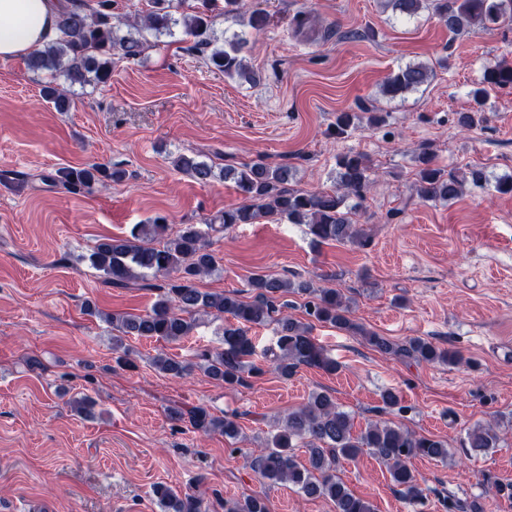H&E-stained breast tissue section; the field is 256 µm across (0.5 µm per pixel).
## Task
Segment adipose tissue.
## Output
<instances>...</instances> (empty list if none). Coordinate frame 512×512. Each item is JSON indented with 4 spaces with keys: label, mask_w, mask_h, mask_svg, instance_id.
<instances>
[{
    "label": "adipose tissue",
    "mask_w": 512,
    "mask_h": 512,
    "mask_svg": "<svg viewBox=\"0 0 512 512\" xmlns=\"http://www.w3.org/2000/svg\"><path fill=\"white\" fill-rule=\"evenodd\" d=\"M59 0H0V60L27 53L55 34Z\"/></svg>",
    "instance_id": "adipose-tissue-1"
}]
</instances>
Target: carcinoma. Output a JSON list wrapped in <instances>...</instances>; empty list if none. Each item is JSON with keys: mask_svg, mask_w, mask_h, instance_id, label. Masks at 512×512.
<instances>
[{"mask_svg": "<svg viewBox=\"0 0 512 512\" xmlns=\"http://www.w3.org/2000/svg\"><path fill=\"white\" fill-rule=\"evenodd\" d=\"M393 10L411 18L428 7V0H385ZM149 9L139 21L115 12V0H94L88 8L80 0H59L56 16L57 39L34 49L28 66L50 74L52 81L43 86L42 96L58 112L73 106L72 89L102 85L110 81L112 68L120 60L135 61L144 49L147 35L172 36L175 29L193 39V47L207 51V65L229 78L246 82L256 80L243 51L248 40L234 34L219 38L213 19L240 16V0H148ZM438 16L456 34L467 27L491 31L512 23V0H454L450 6H436ZM127 33L119 35L122 28ZM432 68L426 64H409L385 84V92L395 96L417 89L428 82ZM63 83H57V79ZM512 88V65L491 64L484 68L478 86L471 92L473 110L458 113L457 123L471 127L481 120L485 97L490 89ZM358 116L352 112L336 115L333 132L342 136L355 126ZM417 194L425 201H452L460 197L467 185L479 187L486 182L484 172L471 168L462 174L447 173L433 164L430 154L416 157ZM175 168L194 181L206 184L216 177L215 166L198 154H179ZM337 180L330 189L299 192L288 188L290 170L286 166L243 164L222 169L224 179L232 180L245 202L224 211L220 228L237 224H255L261 219L304 224L317 242L362 243L364 232L351 217L345 203L348 198L364 199L372 186V168L367 156L359 152L344 153L336 158ZM124 172L101 164L82 168H62L51 178L72 193L91 191L95 185L122 180ZM88 260L102 272L106 284L127 288L148 277L162 279L156 285L158 299L145 314H106L104 318L118 330L112 337L114 348L123 345V337H156L177 342L190 335L194 315H228L224 324V346L201 352L207 374L226 386L244 382L243 374L258 376L263 368L252 364L253 339L249 331L276 321L278 352L274 353V371L282 378L291 377L300 366L315 367L327 373L338 370L336 361L310 336L311 325L283 313L288 302L279 299L290 294L306 295V314L315 321L359 335L384 354L410 357L426 363L453 365L459 361L454 350L441 348L429 340L414 338L405 344L394 342L363 328L350 318L349 306L332 288H318L312 282L287 277L255 274L250 287L256 292L245 301L236 293L207 292L197 280L216 270L217 259L206 240V232L195 224L170 230L164 216L147 224H137L126 238H105L89 254ZM154 364L165 374L180 377L192 370L167 356L155 358ZM170 416L204 432H219L236 438L238 424L230 417L215 416L203 406L173 408ZM306 447V462L293 453L295 442ZM499 434L492 424L469 429L464 447L482 452L496 447ZM367 448L378 459L391 464L390 475L402 497L413 502L422 496V488L408 461L415 457L448 460L445 442L413 435L384 421L367 424L354 433L353 419L341 410L330 394L321 391L309 395L307 402L288 412L284 423L268 439L256 458L259 474L273 484H292L308 497H322L332 502L334 512H373V505L357 496L339 478L336 467L343 460H353ZM163 512H202V500L191 492L177 493L165 485L154 488ZM226 512H267L263 498L244 496L226 504Z\"/></svg>", "mask_w": 512, "mask_h": 512, "instance_id": "carcinoma-1", "label": "carcinoma"}]
</instances>
